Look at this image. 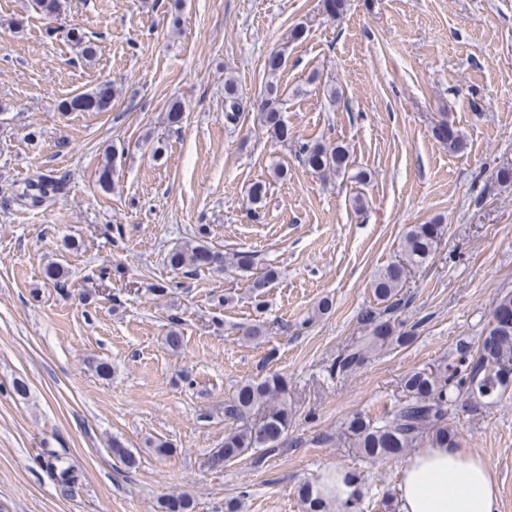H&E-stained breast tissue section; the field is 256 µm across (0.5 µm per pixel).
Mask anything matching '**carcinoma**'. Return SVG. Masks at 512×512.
Segmentation results:
<instances>
[{
  "mask_svg": "<svg viewBox=\"0 0 512 512\" xmlns=\"http://www.w3.org/2000/svg\"><path fill=\"white\" fill-rule=\"evenodd\" d=\"M111 101L112 84L106 82L74 96L69 108L79 112L102 111ZM247 105L237 88L227 84L224 122L237 125ZM248 106L257 110L258 123L272 138L293 144L296 156L305 166L323 175L346 174L348 152L344 146L329 147L292 138L288 125L281 119L276 86L268 84L266 97ZM433 132L448 145L449 151L460 152L465 148L459 132L448 122L435 123ZM61 191L60 182L42 174L26 185L20 198L29 201L32 207H40L54 200ZM444 233L441 224L410 226L401 244V260L381 268L372 281L378 306L362 310L359 316L366 338L336 357L330 376L350 375L363 367L371 351L384 345L402 347L414 339L412 330L403 329L404 323L398 320V312L406 305L407 276L412 269L432 261ZM207 235V228L202 225L194 238L173 249L167 256L172 270L186 275L202 268L222 270L227 264L241 271L252 267L251 255L245 252L226 255L214 250L205 244ZM276 278L277 272L270 269L251 281L250 291L254 297H261ZM509 371L512 372V292L499 300L488 320L485 336L477 345L462 340L451 357L407 373L403 394L389 418L375 422L355 414L343 426L341 438L356 454L372 460L396 458L427 443L458 447L456 412L463 410L479 416L489 405L501 400L508 389L503 375ZM292 417L283 376L272 373L259 381L239 384L224 403V418L232 421V428L224 435L222 447L208 459L209 464L220 467L248 453L254 467L263 466L267 458L280 450ZM301 501L306 512H359L362 499L338 504L324 497L320 487L307 485L301 490ZM162 508L166 512H193L194 502L185 495L171 496Z\"/></svg>",
  "mask_w": 512,
  "mask_h": 512,
  "instance_id": "carcinoma-1",
  "label": "carcinoma"
}]
</instances>
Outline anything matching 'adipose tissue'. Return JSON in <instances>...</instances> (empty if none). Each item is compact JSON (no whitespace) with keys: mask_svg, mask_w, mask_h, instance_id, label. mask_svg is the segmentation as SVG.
Instances as JSON below:
<instances>
[{"mask_svg":"<svg viewBox=\"0 0 512 512\" xmlns=\"http://www.w3.org/2000/svg\"><path fill=\"white\" fill-rule=\"evenodd\" d=\"M400 512H498L493 469L469 449L426 445L405 463Z\"/></svg>","mask_w":512,"mask_h":512,"instance_id":"ef3b65f1","label":"adipose tissue"}]
</instances>
